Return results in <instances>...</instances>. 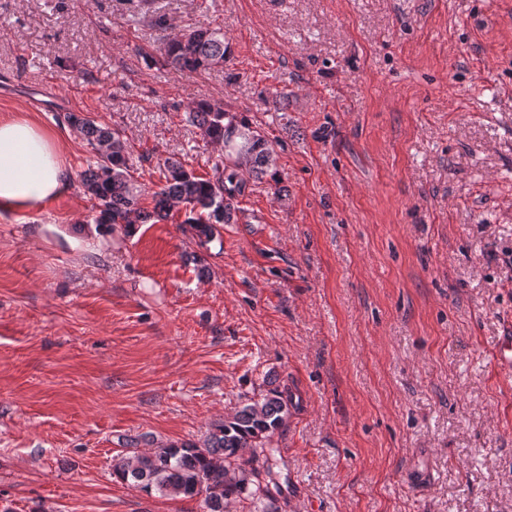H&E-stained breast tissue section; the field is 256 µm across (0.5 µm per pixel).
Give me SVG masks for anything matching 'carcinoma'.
Returning a JSON list of instances; mask_svg holds the SVG:
<instances>
[{
	"label": "carcinoma",
	"mask_w": 512,
	"mask_h": 512,
	"mask_svg": "<svg viewBox=\"0 0 512 512\" xmlns=\"http://www.w3.org/2000/svg\"><path fill=\"white\" fill-rule=\"evenodd\" d=\"M229 55L221 27L177 32L164 46L165 61L180 71H203ZM188 120L204 139L224 144V157L213 164L209 177L196 175L179 160H165L164 181L153 193L155 206L149 212L139 207L141 189L128 174L121 132L88 117L66 116L96 158L82 173L85 190L96 200L94 223L106 228L120 224L133 233L136 224L161 220L182 206L184 224L204 246L219 234V227L233 222L237 198L245 190L243 175L265 174L273 148L247 119L225 111L218 102L196 101ZM291 408L287 392L270 388L232 416L213 423L202 440L170 443L148 454L122 457L112 465L113 473L147 494L201 495L206 512H224L225 501L247 492L261 502L270 497L273 466L280 454L272 438L287 423Z\"/></svg>",
	"instance_id": "carcinoma-1"
}]
</instances>
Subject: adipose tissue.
<instances>
[{"instance_id":"ef3b65f1","label":"adipose tissue","mask_w":512,"mask_h":512,"mask_svg":"<svg viewBox=\"0 0 512 512\" xmlns=\"http://www.w3.org/2000/svg\"><path fill=\"white\" fill-rule=\"evenodd\" d=\"M69 185V172L46 129L23 117L0 118V214L40 212Z\"/></svg>"}]
</instances>
